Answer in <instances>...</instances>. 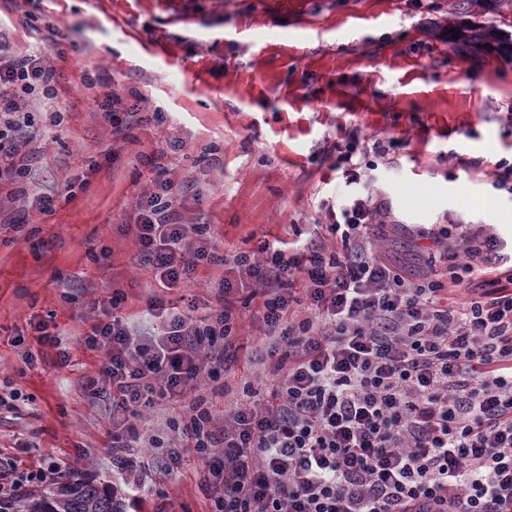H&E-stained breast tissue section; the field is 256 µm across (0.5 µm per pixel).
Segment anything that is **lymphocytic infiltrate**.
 I'll list each match as a JSON object with an SVG mask.
<instances>
[{
  "instance_id": "1",
  "label": "lymphocytic infiltrate",
  "mask_w": 512,
  "mask_h": 512,
  "mask_svg": "<svg viewBox=\"0 0 512 512\" xmlns=\"http://www.w3.org/2000/svg\"><path fill=\"white\" fill-rule=\"evenodd\" d=\"M55 76L43 56L0 54V184L27 174L21 148L39 134L20 96H51ZM152 169L133 235L157 282L171 289L220 266L223 296L201 321L148 298L165 321L138 339L116 290L81 335L106 354L86 387L111 400L116 512L187 453L214 479L213 512H512V254L499 237L432 225L423 237L442 268L415 278L371 237L383 202L358 196L326 227L339 254L311 244L288 255L267 241L227 259L205 225L178 223L185 190L166 166ZM477 279L475 297L457 302L454 287ZM242 288L269 342L264 397L243 388L220 415L195 397L168 458L146 462L139 451L157 439L136 416L225 366L212 347L230 337Z\"/></svg>"
}]
</instances>
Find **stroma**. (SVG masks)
Instances as JSON below:
<instances>
[{
  "mask_svg": "<svg viewBox=\"0 0 512 512\" xmlns=\"http://www.w3.org/2000/svg\"><path fill=\"white\" fill-rule=\"evenodd\" d=\"M447 22L448 0H0V46L55 69L61 114L28 147L24 197L0 201V219L24 224L0 235V463L34 489L56 466L111 484L112 426L84 388L103 354L81 332L116 288L142 333L160 325L142 316L146 297L193 298L196 319L217 307L215 270L161 288L123 228L157 149L195 190L182 222L210 225L226 256L277 239L335 250L324 227L359 193L385 200L381 251L413 276L428 271L418 232L434 224L511 244L512 192L494 180L512 164V61L453 55L427 33ZM88 77L137 107L127 137L102 123ZM353 129L390 143L358 184L334 150ZM42 196L53 211L32 209ZM232 335L240 353L263 351L252 305L238 303ZM132 507L212 512L201 461L158 475Z\"/></svg>",
  "mask_w": 512,
  "mask_h": 512,
  "instance_id": "35a3bbf8",
  "label": "stroma"
}]
</instances>
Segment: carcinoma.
<instances>
[{
    "label": "carcinoma",
    "instance_id": "obj_1",
    "mask_svg": "<svg viewBox=\"0 0 512 512\" xmlns=\"http://www.w3.org/2000/svg\"><path fill=\"white\" fill-rule=\"evenodd\" d=\"M449 15L480 9L486 13L512 14V0H460L450 3ZM459 38H453V33ZM440 38L455 54L473 59L497 57L512 60V33L496 26L461 21ZM112 487L101 486L76 472L59 477L40 489H31L8 500L0 499V512H115Z\"/></svg>",
    "mask_w": 512,
    "mask_h": 512
}]
</instances>
